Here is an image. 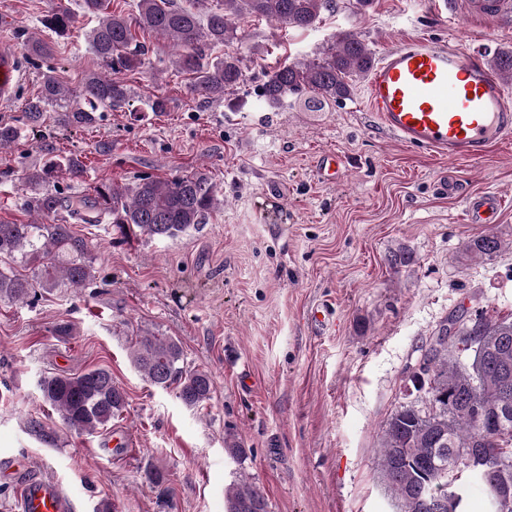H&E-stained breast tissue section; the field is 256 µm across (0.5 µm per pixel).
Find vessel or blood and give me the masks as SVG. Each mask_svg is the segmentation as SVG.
<instances>
[{
    "instance_id": "obj_1",
    "label": "vessel or blood",
    "mask_w": 512,
    "mask_h": 512,
    "mask_svg": "<svg viewBox=\"0 0 512 512\" xmlns=\"http://www.w3.org/2000/svg\"><path fill=\"white\" fill-rule=\"evenodd\" d=\"M439 20L467 17L476 22H512V0H431ZM21 60L0 49V100L11 97ZM368 110L380 127L408 147L437 155L449 163L482 160L496 144L512 138V93L481 53L442 45L426 36L406 38L383 55L366 87ZM318 180L338 182L346 164L338 156L315 158ZM441 189L464 194L461 184L448 180ZM470 224H491L503 206L499 194H464ZM27 472L19 489L20 512H76L74 501L53 479L31 470L23 458L0 460V476Z\"/></svg>"
}]
</instances>
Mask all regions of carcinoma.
Wrapping results in <instances>:
<instances>
[{"label": "carcinoma", "instance_id": "carcinoma-1", "mask_svg": "<svg viewBox=\"0 0 512 512\" xmlns=\"http://www.w3.org/2000/svg\"><path fill=\"white\" fill-rule=\"evenodd\" d=\"M84 13L97 19L86 33L89 49L102 66L113 72L134 71L145 61L148 49L136 30L151 31L175 49L172 64L178 72L191 74L189 91L204 101L222 100L243 81L242 58L226 54L206 61V51L239 39L234 20L264 17L291 29L308 30L333 9V0H193L188 7L176 0H138L137 13L130 17L110 12L106 0H81ZM78 15L68 8H50L42 19L44 27L59 35L71 31ZM489 64L507 81H512V50H501ZM374 65V53L356 33L339 31L321 56L306 62H290L265 73L258 96L269 109L279 108L290 94H306L308 102L320 108L351 93L353 82L363 78ZM131 89L106 75L94 74L74 91L59 82L53 69L43 74L40 93L25 101L23 126L0 124V148L20 139L24 128L35 129L45 113L54 112L62 128H83L95 121L99 107L113 110L130 105ZM83 172L82 161L74 155H51L42 165L25 174L29 195L27 209L46 222L40 224L0 223V259L31 270L27 276L14 267L0 268V299L25 302L32 290H48L63 284L71 288L90 286L96 278V257L84 238L68 224H49L64 211L85 224L103 222L119 231L135 229L148 238H176L202 223L220 204L217 190L204 172L162 180L140 176L124 186L101 181L95 196H63L59 178H74ZM502 241L494 233L471 239L466 252L472 258L493 256ZM473 328L460 334L495 336V352L482 354L471 349L472 361L461 354L456 335L448 326L463 321L453 311L428 342L427 371L411 375L409 381L421 394L422 405H402L387 419L380 439V470L383 481L400 506V512H434L432 493L448 490V472L464 465V452L482 436L495 468L501 456L512 457V415L486 423L478 417L475 403L486 408L504 400L512 404V320L494 319L484 311L474 313ZM130 359L151 385L175 387L179 399L197 407L211 398L213 382L203 370L184 368L180 343L171 336L141 333L130 344ZM41 397L71 429L89 434L104 429L120 415L127 394L112 380L104 367L74 375L45 376L38 383ZM29 431L47 444L57 441L54 431L38 419H30ZM490 474H460L462 496L443 512L466 510L469 484L490 485ZM227 512H268L264 494L241 475L226 493Z\"/></svg>", "mask_w": 512, "mask_h": 512}]
</instances>
